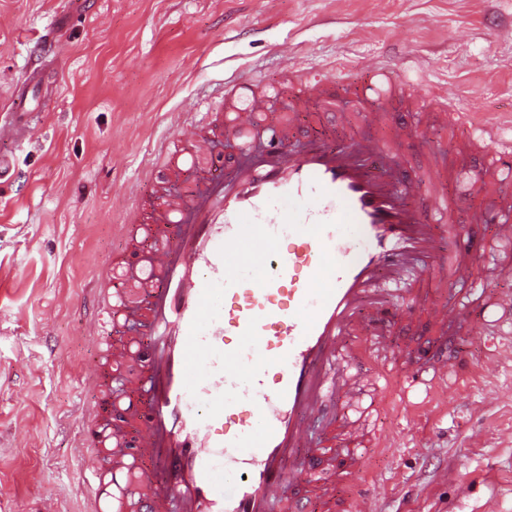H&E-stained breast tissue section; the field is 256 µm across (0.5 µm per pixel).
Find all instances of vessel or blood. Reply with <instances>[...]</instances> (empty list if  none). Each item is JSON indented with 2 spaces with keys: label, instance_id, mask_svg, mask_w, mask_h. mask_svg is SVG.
Wrapping results in <instances>:
<instances>
[{
  "label": "vessel or blood",
  "instance_id": "obj_1",
  "mask_svg": "<svg viewBox=\"0 0 512 512\" xmlns=\"http://www.w3.org/2000/svg\"><path fill=\"white\" fill-rule=\"evenodd\" d=\"M385 78L382 66L363 67L347 90L360 103L354 114L338 110L329 73L309 69L280 95L233 81L223 107L201 120L181 115L165 186L118 227L130 252L147 238L154 250L143 263L118 256L101 271V280H127L125 292L95 287L87 296L86 332L97 344L89 381L113 415L81 418L79 445L95 456L82 477L86 512H307L315 499L332 512H372L360 450L390 441L366 438L358 420L336 421L337 398L360 403L367 374L374 391L398 390L408 413L414 397L468 379L470 363L447 332L454 323L481 329L476 307L443 302L428 283L474 278L471 250H439L458 235L457 216L472 198L482 202L477 222L512 241V203L493 191L512 180V141L476 113L446 114L476 136L485 158L484 178L462 168L451 194L447 158L432 157L433 176L417 183L386 140L298 138L295 119L314 99L341 124L390 123L388 103L404 94L385 99ZM45 82L31 72L12 95L33 108L0 113V174L12 161L2 144L23 145L43 116ZM227 135L238 139L240 158L224 174L213 152ZM256 136L267 141L259 151ZM187 173L194 190L185 199L169 186ZM343 224L360 225L366 247L342 236ZM416 253L437 258L436 268L409 276ZM321 277L328 287H315ZM491 312L512 330L511 293ZM120 319L143 324L146 337L113 336ZM414 322L430 338L394 343ZM485 340L488 365L512 364L511 342ZM120 367L131 370L125 386L143 406L113 402L108 375ZM315 416L326 417L327 435L312 444Z\"/></svg>",
  "mask_w": 512,
  "mask_h": 512
}]
</instances>
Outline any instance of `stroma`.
Wrapping results in <instances>:
<instances>
[{
  "mask_svg": "<svg viewBox=\"0 0 512 512\" xmlns=\"http://www.w3.org/2000/svg\"><path fill=\"white\" fill-rule=\"evenodd\" d=\"M56 20L44 121L0 181V512H83L77 419L98 408L84 288L122 250L114 227L135 196L163 180L157 145L179 114L219 109L227 77L276 84L333 61L341 86L377 62L512 130V0H0V106ZM414 120L420 135L397 154L422 179L466 137L440 112L392 115ZM458 223L448 246L475 252L477 273L443 301L512 291L497 271L512 252L471 209ZM456 345L466 383L417 418L384 402L368 420L392 441L365 459L375 512H512V366L486 368L479 333Z\"/></svg>",
  "mask_w": 512,
  "mask_h": 512,
  "instance_id": "1",
  "label": "stroma"
}]
</instances>
